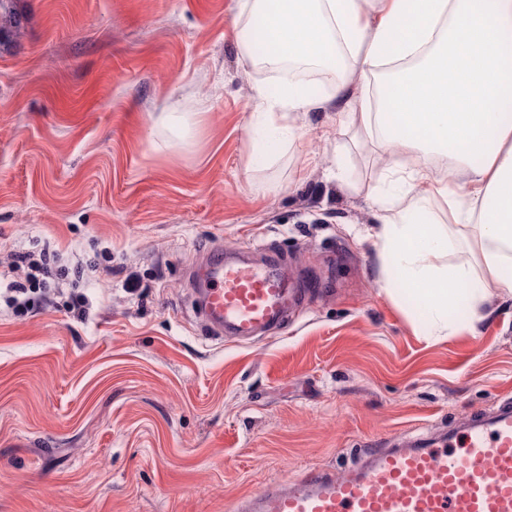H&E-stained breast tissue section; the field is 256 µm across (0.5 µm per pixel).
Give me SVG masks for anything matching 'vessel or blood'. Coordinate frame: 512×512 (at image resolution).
<instances>
[{"label":"vessel or blood","mask_w":512,"mask_h":512,"mask_svg":"<svg viewBox=\"0 0 512 512\" xmlns=\"http://www.w3.org/2000/svg\"><path fill=\"white\" fill-rule=\"evenodd\" d=\"M209 339L282 329L318 284L297 287L284 258L250 259L216 246L186 278ZM232 512H512V409L438 443L378 448L343 475L317 473L242 495Z\"/></svg>","instance_id":"obj_1"}]
</instances>
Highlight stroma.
I'll return each mask as SVG.
<instances>
[{"mask_svg": "<svg viewBox=\"0 0 512 512\" xmlns=\"http://www.w3.org/2000/svg\"><path fill=\"white\" fill-rule=\"evenodd\" d=\"M238 0H15L0 44V266L49 244L92 260L15 317L0 297V512H229L512 403V299L433 335L378 286L367 197L383 163L335 109L251 167L259 70ZM193 116L183 127L180 116ZM346 149V177L329 159ZM264 242L316 279L278 333L205 340L200 253Z\"/></svg>", "mask_w": 512, "mask_h": 512, "instance_id": "35a3bbf8", "label": "stroma"}]
</instances>
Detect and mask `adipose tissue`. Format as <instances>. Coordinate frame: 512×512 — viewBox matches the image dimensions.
<instances>
[{
  "instance_id": "obj_1",
  "label": "adipose tissue",
  "mask_w": 512,
  "mask_h": 512,
  "mask_svg": "<svg viewBox=\"0 0 512 512\" xmlns=\"http://www.w3.org/2000/svg\"><path fill=\"white\" fill-rule=\"evenodd\" d=\"M252 62L323 67L330 94L289 77L255 89L252 165L300 134L295 117L335 107L388 158L369 197L381 288L437 335L469 324L491 289L512 294V0H239Z\"/></svg>"
}]
</instances>
